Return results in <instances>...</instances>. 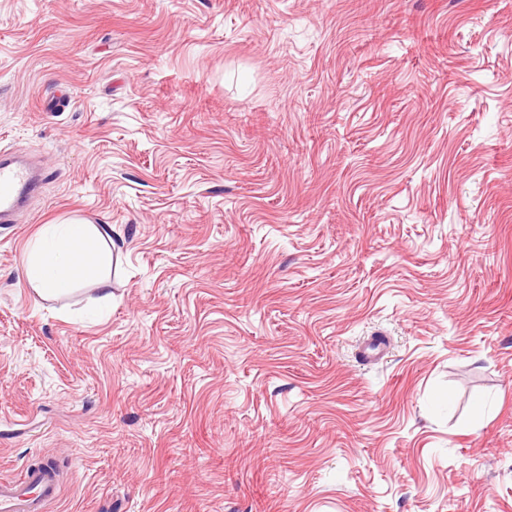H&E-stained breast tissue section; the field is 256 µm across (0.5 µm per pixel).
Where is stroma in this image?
Masks as SVG:
<instances>
[{"label": "stroma", "mask_w": 512, "mask_h": 512, "mask_svg": "<svg viewBox=\"0 0 512 512\" xmlns=\"http://www.w3.org/2000/svg\"><path fill=\"white\" fill-rule=\"evenodd\" d=\"M1 144L48 177L0 224V476L512 512V0H0ZM70 218L120 258L46 300L27 244Z\"/></svg>", "instance_id": "obj_1"}]
</instances>
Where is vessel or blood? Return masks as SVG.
I'll return each mask as SVG.
<instances>
[{
	"label": "vessel or blood",
	"instance_id": "obj_1",
	"mask_svg": "<svg viewBox=\"0 0 512 512\" xmlns=\"http://www.w3.org/2000/svg\"><path fill=\"white\" fill-rule=\"evenodd\" d=\"M45 174L24 162L0 155V222L14 221L41 192ZM58 473L47 466L29 467L14 478H0V512H50L61 496Z\"/></svg>",
	"mask_w": 512,
	"mask_h": 512
}]
</instances>
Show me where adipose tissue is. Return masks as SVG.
Listing matches in <instances>:
<instances>
[{"label": "adipose tissue", "mask_w": 512, "mask_h": 512, "mask_svg": "<svg viewBox=\"0 0 512 512\" xmlns=\"http://www.w3.org/2000/svg\"><path fill=\"white\" fill-rule=\"evenodd\" d=\"M115 258L111 237L95 225L46 224L29 243L24 278L41 297L58 300L82 283L107 286Z\"/></svg>", "instance_id": "obj_1"}]
</instances>
